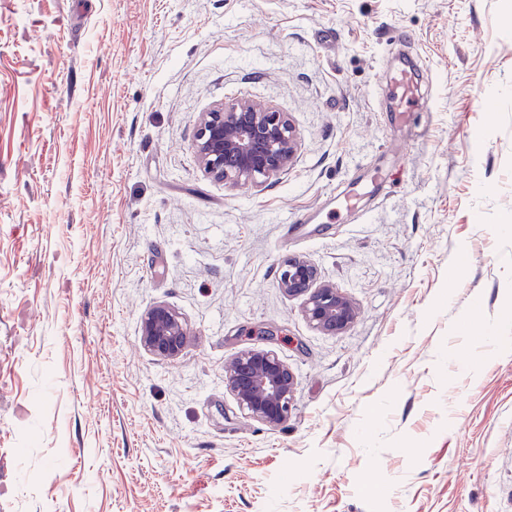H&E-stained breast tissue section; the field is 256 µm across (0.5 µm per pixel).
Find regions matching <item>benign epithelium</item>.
I'll return each mask as SVG.
<instances>
[{
    "label": "benign epithelium",
    "mask_w": 512,
    "mask_h": 512,
    "mask_svg": "<svg viewBox=\"0 0 512 512\" xmlns=\"http://www.w3.org/2000/svg\"><path fill=\"white\" fill-rule=\"evenodd\" d=\"M193 149L203 171L215 180L257 184L292 164L298 149L296 129L285 113L260 101L224 102L198 121ZM280 286L303 298L308 322L326 334L349 329L358 317L354 299L335 284L319 280L306 257L290 255L279 265ZM191 336L185 320L159 304L141 319V342L151 353L174 358ZM224 384L245 416L270 427L288 420L296 378L277 353L249 348L224 364Z\"/></svg>",
    "instance_id": "obj_1"
}]
</instances>
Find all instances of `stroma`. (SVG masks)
<instances>
[{"label": "stroma", "mask_w": 512, "mask_h": 512, "mask_svg": "<svg viewBox=\"0 0 512 512\" xmlns=\"http://www.w3.org/2000/svg\"><path fill=\"white\" fill-rule=\"evenodd\" d=\"M234 100L298 134L258 186L192 148ZM505 224L512 0H0V512H512ZM292 254L350 329L280 288ZM249 347L297 377L279 427L224 385ZM391 82L396 91L398 100V107L395 112L405 114L413 112L416 101V90L414 85L410 82L405 71L400 70L391 76ZM280 286L288 296L302 297V312L308 322L326 334L349 329L358 317L354 299L335 284L321 282L316 266L306 257L290 255L279 265ZM191 336L185 320L171 307L159 304L145 312L141 319V342L151 353L174 358Z\"/></svg>", "instance_id": "obj_1"}]
</instances>
